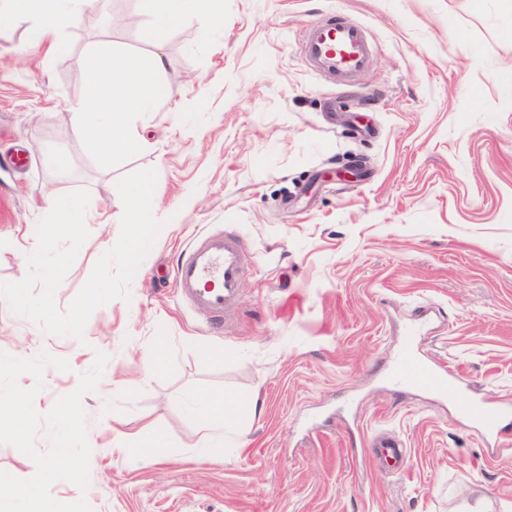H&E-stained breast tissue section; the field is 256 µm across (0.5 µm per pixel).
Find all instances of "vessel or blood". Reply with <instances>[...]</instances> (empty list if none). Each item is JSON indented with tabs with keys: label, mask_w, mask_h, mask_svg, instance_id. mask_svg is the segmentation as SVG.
<instances>
[{
	"label": "vessel or blood",
	"mask_w": 512,
	"mask_h": 512,
	"mask_svg": "<svg viewBox=\"0 0 512 512\" xmlns=\"http://www.w3.org/2000/svg\"><path fill=\"white\" fill-rule=\"evenodd\" d=\"M308 63L339 88L354 86L367 69L373 53L364 28L338 15L328 16L308 27L302 44ZM245 254L239 238L221 232L206 234L187 248L174 271L182 303L205 314L212 324H221L240 295ZM392 380L429 392L456 390L455 376L438 367L415 361L408 354L397 360ZM459 416L469 423L495 431L500 415L476 400L459 405Z\"/></svg>",
	"instance_id": "vessel-or-blood-1"
}]
</instances>
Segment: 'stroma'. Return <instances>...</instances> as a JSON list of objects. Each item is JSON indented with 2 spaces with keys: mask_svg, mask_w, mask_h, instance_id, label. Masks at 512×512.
<instances>
[{
  "mask_svg": "<svg viewBox=\"0 0 512 512\" xmlns=\"http://www.w3.org/2000/svg\"><path fill=\"white\" fill-rule=\"evenodd\" d=\"M114 10L149 16L140 0ZM195 62L193 19L171 33L164 94L134 128L148 143L121 165L86 151L71 107L95 47L145 55L139 29L81 9L55 49L33 20L0 16V281L20 278L26 230L45 200L90 193V235L55 292L66 310L117 240L132 171L158 173L164 227L131 298L90 316L84 341L44 333L0 301V351L67 359L34 402L47 413L109 361L83 399L90 484L60 480L92 512H512V418L498 433L458 423L454 397L394 384L408 324L417 355L463 380L487 409L512 407V0H230ZM340 11L377 50L356 89L337 91L299 53L308 25ZM341 107L328 117L323 103ZM54 162H47V153ZM362 162L363 176L336 170ZM235 234L245 253L224 326L178 304L172 274L198 236ZM233 399L224 459L196 458L193 391ZM260 401V417L248 407ZM397 435L404 470L373 454ZM164 440L156 460L122 461L113 436Z\"/></svg>",
  "mask_w": 512,
  "mask_h": 512,
  "instance_id": "35a3bbf8",
  "label": "stroma"
}]
</instances>
